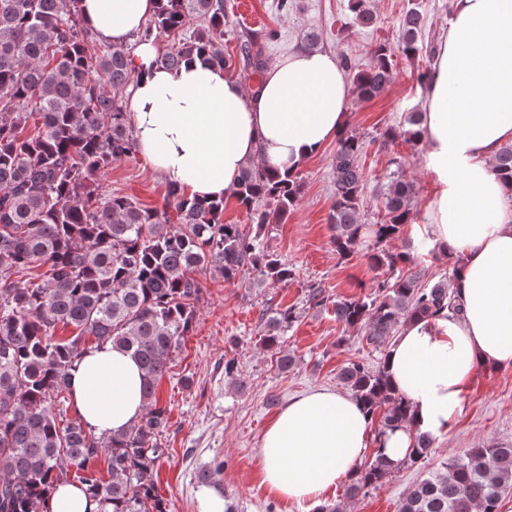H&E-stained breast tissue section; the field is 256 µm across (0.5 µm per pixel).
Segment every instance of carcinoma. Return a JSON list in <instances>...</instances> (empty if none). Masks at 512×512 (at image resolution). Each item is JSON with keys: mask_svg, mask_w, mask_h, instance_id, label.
Instances as JSON below:
<instances>
[{"mask_svg": "<svg viewBox=\"0 0 512 512\" xmlns=\"http://www.w3.org/2000/svg\"><path fill=\"white\" fill-rule=\"evenodd\" d=\"M78 0H0V512H46L52 486L78 483L100 512H168L152 473L164 455L161 437L169 415L156 395L174 354L193 331L202 293L199 275L213 270L224 280L252 271L257 282L286 283L294 270L264 249L260 232L279 224L296 205L298 173H272L249 162L237 182V204L250 215L254 235L224 223V201L186 196L168 185L167 209L146 208L135 199L107 192L96 174L138 151L123 93L134 82L128 48L101 46L93 52ZM361 25L375 21L366 0H350ZM224 0H159L142 34L183 32L178 46L157 63L177 70L194 58L231 68L224 54ZM425 19L417 8L402 21L398 50L408 60L423 49ZM239 61L252 74L264 68V47L250 40ZM361 100L380 95L392 82L389 49L380 44L368 68L350 76ZM410 128H387L385 145L402 136L419 144L421 113L407 116ZM365 142L343 131L332 158L335 200L330 215L332 244L349 258L364 235ZM495 172L512 184V143L501 147ZM414 185L393 178L383 194L384 219L371 225L369 261L397 275L377 281L364 297L334 302L320 285L308 289L307 303H332L336 319L364 331L367 343L387 346L409 321L429 319L448 309L462 315L448 271L425 279L406 268L410 255L390 248L414 220ZM30 276L23 287L17 278ZM298 319L292 307L275 310L264 344L279 346L282 333ZM70 327L73 335H57ZM110 344L130 352L142 371L144 412L128 429L97 436L65 419L58 405L72 395L70 371L83 355ZM370 421L377 438L400 428L412 430L408 456L391 462L377 447L371 460L349 480L357 496L382 485L404 465L425 463L433 436L414 426L409 402L390 386L385 363L371 367L352 360L338 373ZM108 460L109 479L96 462ZM512 488V447L470 448L432 472L405 494L399 512H500Z\"/></svg>", "mask_w": 512, "mask_h": 512, "instance_id": "cac0c4a2", "label": "carcinoma"}]
</instances>
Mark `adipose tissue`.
<instances>
[{
	"instance_id": "adipose-tissue-1",
	"label": "adipose tissue",
	"mask_w": 512,
	"mask_h": 512,
	"mask_svg": "<svg viewBox=\"0 0 512 512\" xmlns=\"http://www.w3.org/2000/svg\"><path fill=\"white\" fill-rule=\"evenodd\" d=\"M159 0H82L81 19L99 41L119 47L154 16ZM145 41L133 58L130 118L139 155L188 196L231 197L248 161L293 171L337 137L352 87L336 54L285 53L245 87L201 60L169 71ZM420 132L436 190L429 221L412 225L424 243L459 255L452 289L463 317L448 312L402 326L386 365L409 399L415 425L448 434L478 367L512 368V197L493 169L512 141V0H455L436 53ZM76 415L97 435L126 430L142 412L141 372L128 353L104 345L71 372ZM374 435L354 397L318 389L292 398L264 432L263 481L275 495L316 512L348 481Z\"/></svg>"
}]
</instances>
